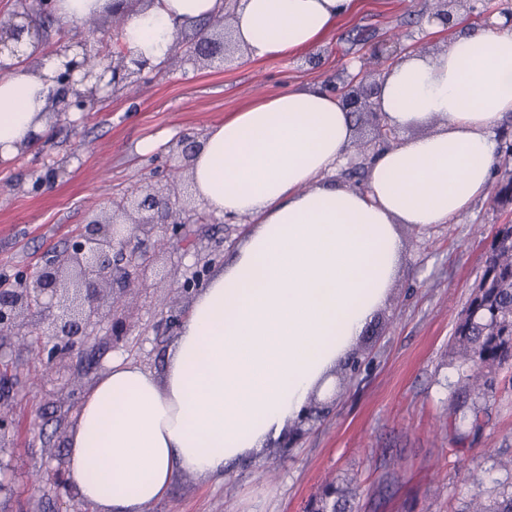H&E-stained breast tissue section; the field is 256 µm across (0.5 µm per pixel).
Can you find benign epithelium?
Here are the masks:
<instances>
[{"instance_id": "1", "label": "benign epithelium", "mask_w": 512, "mask_h": 512, "mask_svg": "<svg viewBox=\"0 0 512 512\" xmlns=\"http://www.w3.org/2000/svg\"><path fill=\"white\" fill-rule=\"evenodd\" d=\"M55 0H16L7 21L0 23V76L8 73L7 58L19 57L24 36L43 41L34 19L50 17ZM144 0H113L112 20L99 15L74 25V34L59 43L53 54L63 58L52 77L51 95L55 113L71 109L86 111L101 98L145 82L154 71L150 64L117 49L126 12ZM219 38L202 37L174 44L189 60H212L224 55V46H236L232 30ZM100 47L87 48L89 38ZM351 112H377L374 98L378 83L369 86L349 82L336 89ZM112 214L95 216L85 224L71 246L37 266L30 279L11 287L0 283V336H45L52 343L47 364L67 354L77 343H87L90 329L105 321V286L123 285L153 265L156 253L169 234H177L180 213L169 206L162 192L152 187L135 189L112 200Z\"/></svg>"}]
</instances>
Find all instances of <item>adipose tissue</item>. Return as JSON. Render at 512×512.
Here are the masks:
<instances>
[{
  "label": "adipose tissue",
  "instance_id": "obj_1",
  "mask_svg": "<svg viewBox=\"0 0 512 512\" xmlns=\"http://www.w3.org/2000/svg\"><path fill=\"white\" fill-rule=\"evenodd\" d=\"M224 0H149L121 40L161 68L179 34ZM355 0H239L233 29L254 59L319 45ZM27 60L0 78V157L47 131L60 58ZM376 103L420 135L380 152L366 188L336 183L355 137L352 116L322 88H294L211 127L190 166L208 212L249 226L199 288L162 374L113 362L85 394L65 459L68 487L95 512H141L174 479L221 474L260 456L307 414L385 302L398 275L400 226L447 224L485 196L493 133L512 113V25L468 27L434 53L388 67Z\"/></svg>",
  "mask_w": 512,
  "mask_h": 512
}]
</instances>
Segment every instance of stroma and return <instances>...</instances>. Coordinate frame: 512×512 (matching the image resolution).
<instances>
[{
  "label": "stroma",
  "instance_id": "obj_1",
  "mask_svg": "<svg viewBox=\"0 0 512 512\" xmlns=\"http://www.w3.org/2000/svg\"><path fill=\"white\" fill-rule=\"evenodd\" d=\"M435 9V0H359L320 45L291 57L238 51L220 67L171 57L135 93L51 117L39 144L0 163V283L18 284L66 250L124 191L149 186L184 206L180 235L122 293L130 313L121 342L101 325L86 357L48 367L19 338L0 339V414L9 420L0 430V512H92L53 477L83 395L115 358L162 373L174 339L163 321L186 315L194 298L179 280L197 269L212 276L247 229L242 219L196 223L199 202L178 141L202 140L243 107L289 88L335 87L376 45L444 48L451 33L431 24ZM448 9L456 26H477L512 10V0H449ZM148 138L160 146L140 154ZM510 223L512 203L490 192L451 223L404 228L399 273L356 344L367 360L345 388L323 399L288 443L207 481L179 476L142 512H303L327 479L344 476L356 488V512H470L475 492L512 489V367L495 372L475 432L457 407L465 377L451 348L495 232Z\"/></svg>",
  "mask_w": 512,
  "mask_h": 512
}]
</instances>
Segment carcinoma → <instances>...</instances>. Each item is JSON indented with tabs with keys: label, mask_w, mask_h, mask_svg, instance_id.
Masks as SVG:
<instances>
[{
	"label": "carcinoma",
	"mask_w": 512,
	"mask_h": 512,
	"mask_svg": "<svg viewBox=\"0 0 512 512\" xmlns=\"http://www.w3.org/2000/svg\"><path fill=\"white\" fill-rule=\"evenodd\" d=\"M454 336L455 348L471 371L466 376L470 392L480 397L492 373L512 366V224L501 225L494 235L491 255ZM353 499L352 481L335 480L311 499L307 512H347ZM473 512H512V491L499 493L491 504L476 495Z\"/></svg>",
	"instance_id": "1"
}]
</instances>
